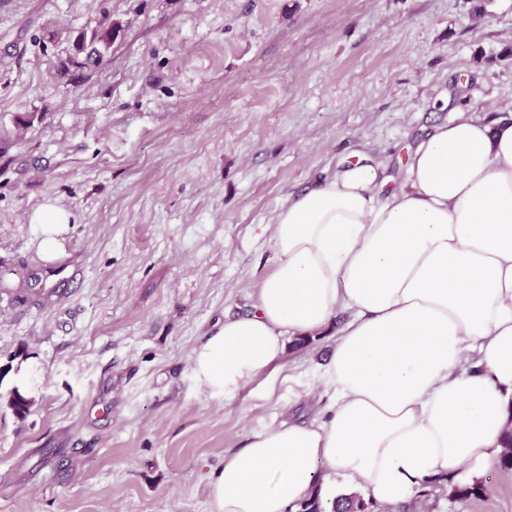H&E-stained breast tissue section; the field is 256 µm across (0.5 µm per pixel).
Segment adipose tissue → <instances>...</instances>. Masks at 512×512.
Listing matches in <instances>:
<instances>
[{"mask_svg":"<svg viewBox=\"0 0 512 512\" xmlns=\"http://www.w3.org/2000/svg\"><path fill=\"white\" fill-rule=\"evenodd\" d=\"M342 166L280 208L275 268L251 314L193 352L197 381L232 396L282 365L293 338L350 312L321 418L284 420L225 456L211 512H325L353 492L380 508L423 484L483 477L512 429V119L457 108L408 153Z\"/></svg>","mask_w":512,"mask_h":512,"instance_id":"adipose-tissue-1","label":"adipose tissue"}]
</instances>
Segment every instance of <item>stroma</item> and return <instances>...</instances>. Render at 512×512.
Returning <instances> with one entry per match:
<instances>
[{"mask_svg": "<svg viewBox=\"0 0 512 512\" xmlns=\"http://www.w3.org/2000/svg\"><path fill=\"white\" fill-rule=\"evenodd\" d=\"M458 106L512 109V0H0V512H210L226 455L322 411L350 319L233 397L196 380L280 206L361 157L401 183ZM486 480L394 512H512V471ZM31 223L42 224L43 232L51 234L53 232L52 226H57L56 224H68V216L65 212L54 207L44 206L33 214Z\"/></svg>", "mask_w": 512, "mask_h": 512, "instance_id": "obj_1", "label": "stroma"}]
</instances>
